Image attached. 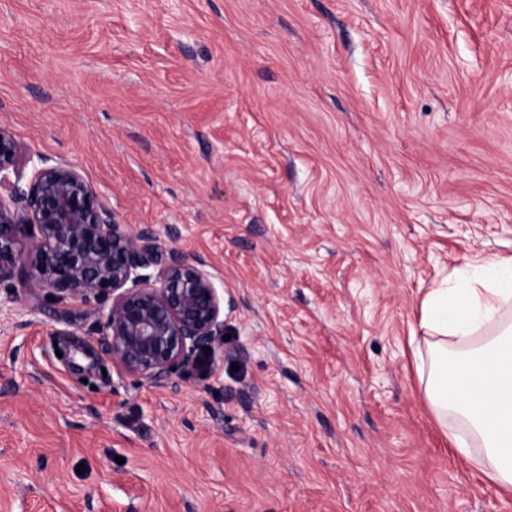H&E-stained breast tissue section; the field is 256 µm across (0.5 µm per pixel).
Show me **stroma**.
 Segmentation results:
<instances>
[{"label":"stroma","instance_id":"35a3bbf8","mask_svg":"<svg viewBox=\"0 0 512 512\" xmlns=\"http://www.w3.org/2000/svg\"><path fill=\"white\" fill-rule=\"evenodd\" d=\"M0 125L205 261L228 335L157 389L110 299L0 296V512H512L412 338L512 255V0H0Z\"/></svg>","mask_w":512,"mask_h":512}]
</instances>
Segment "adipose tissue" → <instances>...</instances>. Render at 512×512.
<instances>
[{
    "instance_id": "obj_1",
    "label": "adipose tissue",
    "mask_w": 512,
    "mask_h": 512,
    "mask_svg": "<svg viewBox=\"0 0 512 512\" xmlns=\"http://www.w3.org/2000/svg\"><path fill=\"white\" fill-rule=\"evenodd\" d=\"M512 257L471 258L421 305L429 335L418 354L440 426L456 417L457 457L512 489Z\"/></svg>"
}]
</instances>
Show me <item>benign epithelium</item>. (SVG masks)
I'll return each instance as SVG.
<instances>
[{
	"instance_id": "1",
	"label": "benign epithelium",
	"mask_w": 512,
	"mask_h": 512,
	"mask_svg": "<svg viewBox=\"0 0 512 512\" xmlns=\"http://www.w3.org/2000/svg\"><path fill=\"white\" fill-rule=\"evenodd\" d=\"M21 153L0 126V287L26 267L24 287L49 289L60 303L111 298L99 313L112 363L153 386L175 389L178 368L214 362L224 294L205 263L176 249L159 258L153 228L117 222L71 163L30 157L31 179H11Z\"/></svg>"
}]
</instances>
